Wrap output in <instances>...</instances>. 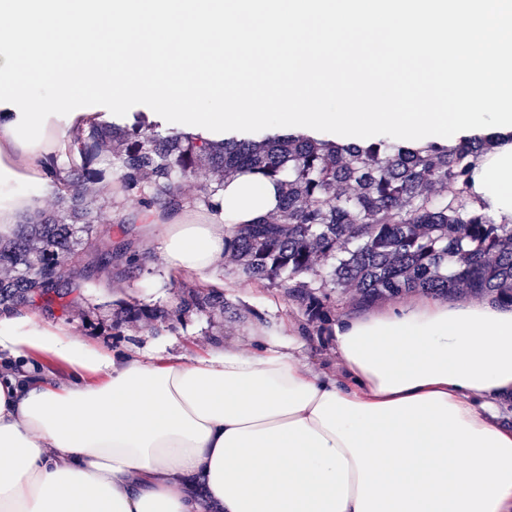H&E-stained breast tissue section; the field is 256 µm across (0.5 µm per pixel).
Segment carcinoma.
I'll use <instances>...</instances> for the list:
<instances>
[{
  "label": "carcinoma",
  "instance_id": "cac0c4a2",
  "mask_svg": "<svg viewBox=\"0 0 512 512\" xmlns=\"http://www.w3.org/2000/svg\"><path fill=\"white\" fill-rule=\"evenodd\" d=\"M497 135L456 144H360L304 134L260 140L213 141L200 134L163 136L137 115L130 126H93L80 141L82 175L94 181L100 148L115 142L110 168L143 207H183L180 180L208 167L233 179L251 175L277 191L275 208L251 220H236L224 244L242 272L255 281L279 283L295 298L315 300L312 275L321 288L351 284L361 301L421 292L451 296L464 290L512 306V225L499 224L485 203L470 196L474 169ZM61 190V211L52 219L26 220L0 239V310L56 304L65 309L76 282L102 268L142 265L132 242L112 241L95 224L90 201ZM78 269L68 268L75 255ZM320 257L322 266L315 265ZM224 305V296L199 288L180 298L174 315Z\"/></svg>",
  "mask_w": 512,
  "mask_h": 512
}]
</instances>
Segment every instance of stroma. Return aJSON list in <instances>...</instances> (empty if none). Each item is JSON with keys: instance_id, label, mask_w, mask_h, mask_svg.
Segmentation results:
<instances>
[{"instance_id": "1", "label": "stroma", "mask_w": 512, "mask_h": 512, "mask_svg": "<svg viewBox=\"0 0 512 512\" xmlns=\"http://www.w3.org/2000/svg\"><path fill=\"white\" fill-rule=\"evenodd\" d=\"M94 163L101 174L92 184L91 201L96 221L105 226L129 224L136 250H143L144 209L138 197L126 193L103 159L110 149H102ZM141 273L129 275L120 269L102 272L83 285L84 296L68 310L30 309L39 323L65 328L90 346L110 351L166 352L194 356L213 345L230 343L251 350L260 336L296 331L302 336L303 352L316 368L342 372L332 342L336 317L350 318L397 310L419 301L413 293L400 298L363 304L358 288L348 285L332 290L323 302V315L310 312L305 303L284 288L257 282L244 276L233 253H226L224 269L217 276L215 290L224 296V309L194 314L170 324L153 319L151 309H175L182 295L201 288L202 280L191 275L173 276L163 270L159 254L145 255Z\"/></svg>"}]
</instances>
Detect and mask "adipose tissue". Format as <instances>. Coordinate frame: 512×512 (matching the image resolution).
I'll use <instances>...</instances> for the list:
<instances>
[{"instance_id":"obj_1","label":"adipose tissue","mask_w":512,"mask_h":512,"mask_svg":"<svg viewBox=\"0 0 512 512\" xmlns=\"http://www.w3.org/2000/svg\"><path fill=\"white\" fill-rule=\"evenodd\" d=\"M16 118L0 109L1 232L66 180L99 115L49 118L33 149ZM470 195L512 222V141L480 157ZM216 200L201 224L147 218L166 272L217 274L227 218L273 209L275 187L241 177ZM332 339L341 378L305 363L296 335L122 356L0 314V512H199L200 489L217 512H512V308L423 300L338 318Z\"/></svg>"}]
</instances>
